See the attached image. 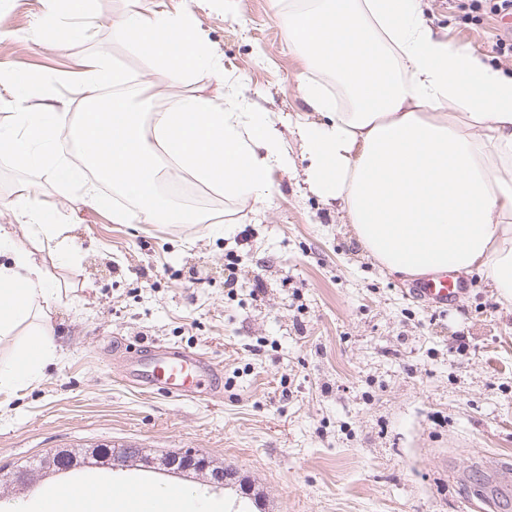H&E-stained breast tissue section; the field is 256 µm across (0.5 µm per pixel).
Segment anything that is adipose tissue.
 <instances>
[{
    "label": "adipose tissue",
    "mask_w": 512,
    "mask_h": 512,
    "mask_svg": "<svg viewBox=\"0 0 512 512\" xmlns=\"http://www.w3.org/2000/svg\"><path fill=\"white\" fill-rule=\"evenodd\" d=\"M112 37L153 60L176 93L160 112L136 104L148 91L115 69L106 52L78 74L86 111L68 117L44 101L29 79L0 73V100L17 107L0 131V156L20 169L48 167L52 181L75 189L82 204L113 223L209 224L210 211L175 201L166 186L186 173L225 198L260 203L271 177L293 161L282 131L265 112L244 111L234 85L221 97L195 87L200 72L224 63L190 10H144L129 0ZM42 27L89 18V0H44ZM289 45L315 78L300 83L311 116L292 132L303 147L304 182L333 202L360 246L388 273L412 280L436 272H477L512 301V76L454 46L428 25L420 0H271ZM74 159L52 162L59 136ZM111 181L122 206L101 194ZM0 343L25 337L13 360L0 361V394L38 379L56 357L50 301L57 284L41 244L56 260L74 255L65 224L48 221L23 193L0 197ZM167 512H221L202 486L153 489ZM121 479L94 494L57 487L34 499L0 502V512H130Z\"/></svg>",
    "instance_id": "1"
}]
</instances>
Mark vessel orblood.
<instances>
[{
  "label": "vessel or blood",
  "instance_id": "obj_1",
  "mask_svg": "<svg viewBox=\"0 0 512 512\" xmlns=\"http://www.w3.org/2000/svg\"><path fill=\"white\" fill-rule=\"evenodd\" d=\"M417 295L442 308L459 294L457 283L447 276L425 279L416 290ZM130 365L138 384L158 393L176 397L211 396L216 392L213 382L215 368L203 354L157 346L149 350L128 347L123 358Z\"/></svg>",
  "mask_w": 512,
  "mask_h": 512
}]
</instances>
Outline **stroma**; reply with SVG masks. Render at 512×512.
Wrapping results in <instances>:
<instances>
[{"label": "stroma", "instance_id": "1", "mask_svg": "<svg viewBox=\"0 0 512 512\" xmlns=\"http://www.w3.org/2000/svg\"><path fill=\"white\" fill-rule=\"evenodd\" d=\"M189 8L236 81L246 106L287 120L305 113L304 71L270 0H141ZM126 0H93L82 38L42 32L43 0H0V70L38 77L46 95L83 100L71 77L104 50L150 85L148 111L170 90L133 46L112 38ZM449 42L512 73L495 50L506 33L484 10L421 0ZM292 173L274 172L267 201L231 202L181 178V203L210 209L213 224L113 223L83 207L48 170L0 162V193L72 227L79 248L49 271L57 355L41 378L0 403V470L57 448L105 445L146 453L193 449L233 474L223 512H512V304L479 274L439 309L416 283L381 270L336 207L305 191L302 147L286 134ZM234 263L235 288L224 285ZM164 343L206 354L219 399H177L127 382L117 342ZM112 461L0 485V500L33 497Z\"/></svg>", "mask_w": 512, "mask_h": 512}]
</instances>
